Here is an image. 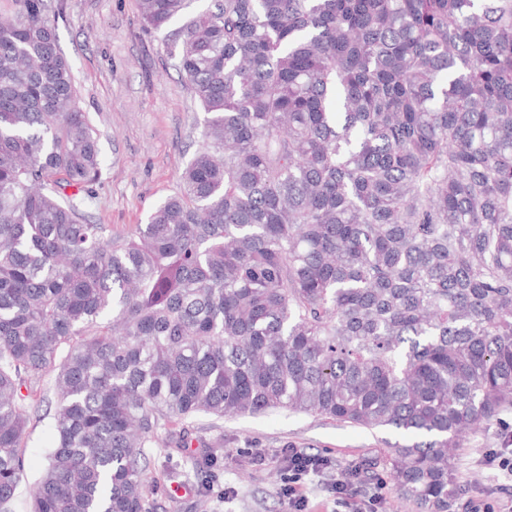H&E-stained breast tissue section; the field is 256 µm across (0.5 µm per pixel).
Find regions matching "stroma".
Segmentation results:
<instances>
[{
  "mask_svg": "<svg viewBox=\"0 0 512 512\" xmlns=\"http://www.w3.org/2000/svg\"><path fill=\"white\" fill-rule=\"evenodd\" d=\"M47 4L100 148L101 177L86 210L113 235L130 234L176 192L202 144L204 111L169 59L163 34L144 27L138 0ZM188 433L190 447L148 451L153 512H288L278 494L285 448L328 460L300 488L308 512H415L389 476L392 446L407 441L401 432L272 410L224 419L201 414ZM52 439L51 414L32 413L14 512H29ZM492 448H512V406L462 438L454 512H512V482L483 463ZM339 480L353 486L343 504L332 493Z\"/></svg>",
  "mask_w": 512,
  "mask_h": 512,
  "instance_id": "stroma-1",
  "label": "stroma"
}]
</instances>
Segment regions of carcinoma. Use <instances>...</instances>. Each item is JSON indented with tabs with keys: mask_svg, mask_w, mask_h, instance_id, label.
<instances>
[{
	"mask_svg": "<svg viewBox=\"0 0 512 512\" xmlns=\"http://www.w3.org/2000/svg\"><path fill=\"white\" fill-rule=\"evenodd\" d=\"M0 14V512H152L169 426L285 409L392 448L452 512L457 437L512 405V0H138L206 119L127 237L45 0ZM72 188L74 192L67 193ZM51 388H45L46 379ZM53 406L50 414H45V404L38 412L32 413L27 435V447L23 448L24 471L14 501V511L29 512L30 495L33 485L40 479L46 466L43 449L50 446L53 439Z\"/></svg>",
	"mask_w": 512,
	"mask_h": 512,
	"instance_id": "1",
	"label": "carcinoma"
}]
</instances>
